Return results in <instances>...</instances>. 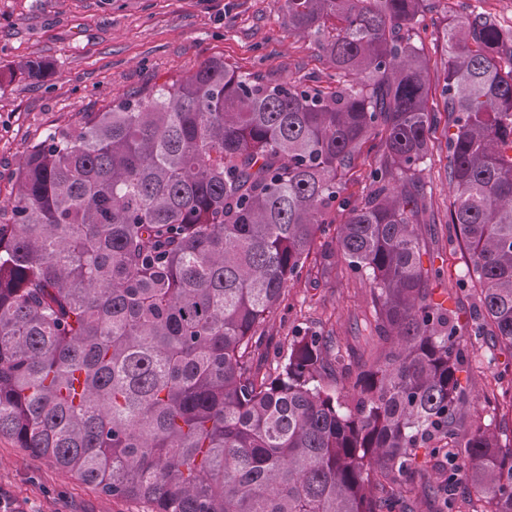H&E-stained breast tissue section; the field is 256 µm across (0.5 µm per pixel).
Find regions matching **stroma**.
Wrapping results in <instances>:
<instances>
[{
    "mask_svg": "<svg viewBox=\"0 0 512 512\" xmlns=\"http://www.w3.org/2000/svg\"><path fill=\"white\" fill-rule=\"evenodd\" d=\"M464 4L512 29V0H440L439 13L424 14L419 29L432 70L441 68L437 44L448 16ZM215 55L241 71L281 79L325 68L319 44L289 30L285 0H0V203L10 197L28 146L78 123L84 113L103 110L119 95L148 92ZM27 60L42 61L46 73L34 77L19 70ZM447 164L443 148L426 163L431 208L422 235L427 254L460 275L466 259L445 229ZM442 289L461 326L467 361L460 380L474 397L470 421L512 419L511 411L484 400L497 388L494 373L512 362V354L475 336L473 298L450 281ZM369 314L365 284L328 269L291 288L287 305L270 314L260 328L259 358L276 363L298 333L369 348ZM0 489L21 512H150L145 503L103 495L7 435H0Z\"/></svg>",
    "mask_w": 512,
    "mask_h": 512,
    "instance_id": "stroma-1",
    "label": "stroma"
}]
</instances>
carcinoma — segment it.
Listing matches in <instances>:
<instances>
[{
  "mask_svg": "<svg viewBox=\"0 0 512 512\" xmlns=\"http://www.w3.org/2000/svg\"><path fill=\"white\" fill-rule=\"evenodd\" d=\"M286 4L328 86L214 56L26 150L0 204V435L151 512H414L420 448L442 512L462 463L472 512H512V425H467L448 269L417 232L437 125L417 25L439 0ZM442 49L458 285L512 351V30L469 9ZM333 258L368 283L376 344L294 336L262 370L257 328ZM377 158L374 152L365 149L363 155L357 162V167L347 183L346 195L350 196L352 202H360L369 191V179L367 177L371 166H374Z\"/></svg>",
  "mask_w": 512,
  "mask_h": 512,
  "instance_id": "cac0c4a2",
  "label": "carcinoma"
}]
</instances>
